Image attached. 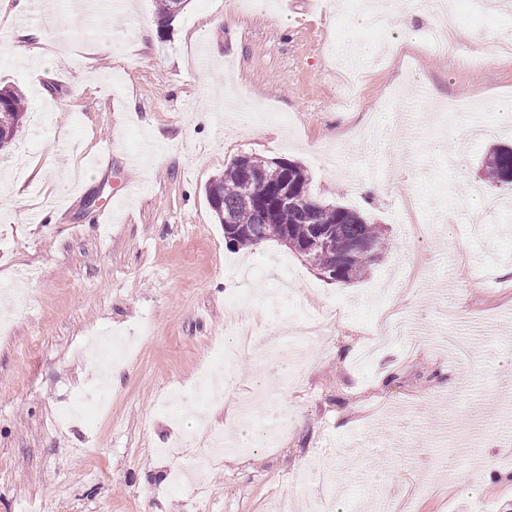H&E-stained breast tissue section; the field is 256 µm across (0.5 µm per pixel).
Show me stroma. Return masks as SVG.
Listing matches in <instances>:
<instances>
[{
	"mask_svg": "<svg viewBox=\"0 0 512 512\" xmlns=\"http://www.w3.org/2000/svg\"><path fill=\"white\" fill-rule=\"evenodd\" d=\"M158 0L137 19L94 11L57 40L110 43L111 53L58 62L51 78L8 54L0 86L17 88L26 123L0 150V289L22 288L24 310L0 297V512H268L291 500L297 476L326 466L338 512H512V334L486 326L512 315V210L472 212L462 183L512 131L495 123L512 99V56L491 49L512 34V8L463 12L452 33L475 62L433 52V16L394 10L395 51L365 30L347 0H263L242 12L193 0L159 35ZM216 25L193 40L200 17ZM207 44L211 62H190ZM229 84L223 118L194 123L212 86ZM398 99L386 104L389 90ZM154 152L170 153L151 167ZM300 163L313 197L357 208L386 249L346 285L321 277L274 241L228 251L205 194L233 159ZM394 180V192L367 185ZM111 207L112 221L96 215ZM432 231L413 241L406 224ZM246 303L291 295L306 311L305 341L284 363L227 371L228 396L203 421L237 435L268 423L252 394L265 376L287 410L272 452L240 440L201 474L200 494L170 472L198 453L190 416L169 411L219 362L216 346ZM128 341L108 371L109 403L94 420L60 421L101 374L91 335ZM176 446L175 455L148 456Z\"/></svg>",
	"mask_w": 512,
	"mask_h": 512,
	"instance_id": "35a3bbf8",
	"label": "stroma"
}]
</instances>
